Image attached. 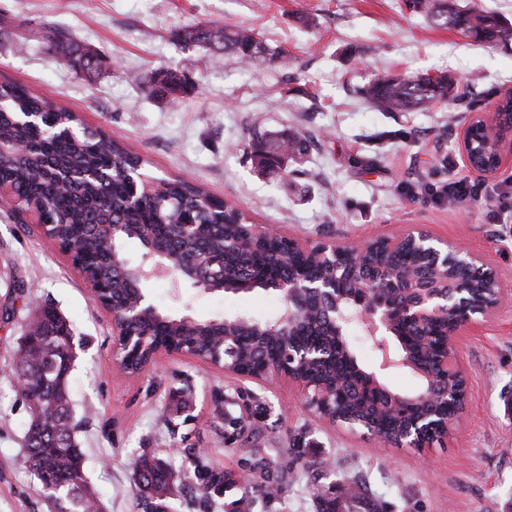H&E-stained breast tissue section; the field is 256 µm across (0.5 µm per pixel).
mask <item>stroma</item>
Here are the masks:
<instances>
[{
  "label": "stroma",
  "instance_id": "1",
  "mask_svg": "<svg viewBox=\"0 0 512 512\" xmlns=\"http://www.w3.org/2000/svg\"><path fill=\"white\" fill-rule=\"evenodd\" d=\"M73 31L108 59L97 80L55 60L39 37L44 24ZM246 27L260 33L274 59L249 66L181 43L187 25ZM179 69L196 83L177 105L153 99L139 76ZM444 72L465 97L454 108L385 112L358 89L376 75ZM0 82L20 84L79 115L86 125L142 157L158 176L204 185L236 204L251 223L277 227L306 243L342 246L396 237L419 226L483 255L512 287V231L491 216L488 196L461 205L435 203L429 183L466 175L462 129L493 111L512 90V43L479 44L430 22L405 0H0ZM299 133L310 146L298 173L255 172L245 149L254 126ZM174 276L149 280L150 300L200 320L244 315L258 321L284 305L277 291L207 293L174 288ZM51 304L81 344L71 379L86 476L106 512H141L131 459L154 451L175 469L186 449L205 462L241 472L232 437L215 410L216 394L240 392L252 445L274 452L304 431L326 480L362 475L394 512H506L512 505V302L456 346L468 397L443 444L397 448L330 423L308 408L295 384L265 382L189 355H164L129 375L113 358L112 317L89 285L30 220L0 205V512H51L22 464L27 413L7 377L23 326Z\"/></svg>",
  "mask_w": 512,
  "mask_h": 512
}]
</instances>
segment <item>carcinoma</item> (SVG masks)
Listing matches in <instances>:
<instances>
[{
	"label": "carcinoma",
	"mask_w": 512,
	"mask_h": 512,
	"mask_svg": "<svg viewBox=\"0 0 512 512\" xmlns=\"http://www.w3.org/2000/svg\"><path fill=\"white\" fill-rule=\"evenodd\" d=\"M413 8L430 17L435 24L458 29L466 36L488 44L512 41V24L499 17L470 8L458 10L448 0H412ZM45 43L52 54L66 66L93 80L100 76L105 57L76 40L68 30L43 25ZM177 40L203 48L211 54L252 63L271 54L266 43L251 29H226L207 25L185 27L175 33ZM147 93L159 99L173 100L190 94L194 85L179 70H156L141 78ZM359 93L385 112H416L433 103L452 107L461 98L458 85L448 74L391 78L378 76L360 87ZM0 97L8 106L0 109V143H22L27 156L19 161L0 157V181L7 183L14 195L28 209L45 217L44 233L65 245L74 240L92 260L91 276L109 289L110 297L120 301L132 292L128 276L100 258L105 234L102 224H121L116 243L126 240L143 242L151 236L163 241L175 233V224L197 225L199 251L185 260V266L200 269L206 254H224V279L231 280L242 272L249 274L250 289L278 290L279 282L290 278H318L331 273L332 265L312 255L285 248L277 239L252 238L244 249L240 239L248 224L236 207L209 195L200 187L177 179L150 175L138 166L134 156L100 131L75 136L55 137L53 131L75 125L71 112L56 109L32 95L19 84H0ZM42 112L39 128H24L16 113ZM307 150L303 136L271 137L259 130L249 140L246 154L259 173L297 157ZM337 278L347 296L358 293H382L395 302L403 298L401 286L415 279L429 283L436 277L451 276L473 288L474 293L492 300L485 274L459 264L434 272L416 249L393 254L383 247L364 256L336 251ZM252 320L214 318L185 323L182 317L159 307L149 311L140 326H151L165 339H184L195 344L205 357L226 355L232 367H258L287 357V350L321 348L328 359L306 364L295 361L293 372L314 384L336 389V399L326 410L339 424L360 429L389 445L404 442L413 445L409 429L423 416H456L457 407L442 399L414 402L412 398L427 388L420 378V389L412 393L395 391L378 380L371 389V372L358 361L347 336H334L327 317L312 318L296 327L283 341L279 335L254 337ZM448 318L438 317L420 336L399 325L392 342L401 357L422 371L434 366L445 345ZM26 331L34 334V344L19 345L15 362L23 367L11 369V377L23 379L13 385L18 399L29 409L25 423L24 464L39 481L54 512H94L103 503L85 475V454L77 437L71 395V377L77 359L76 344L70 323L53 305L40 308ZM234 336L232 349L219 346L223 336ZM237 402L224 396V428L248 453L246 465L254 480L237 478L235 472L223 470L195 457L193 474L178 472L161 457L142 453L133 461L137 505L142 512H168L171 500L183 486L195 480L206 495L221 496L237 489L240 496L224 502V512H271L272 503L288 495L295 468L303 465L308 472V487L316 503V512H389V502L377 496L366 481L353 476L348 492L330 496L318 484L315 463L307 460L309 449L303 436H294L285 466L265 457L257 448H248V425L237 414Z\"/></svg>",
	"instance_id": "obj_1"
}]
</instances>
